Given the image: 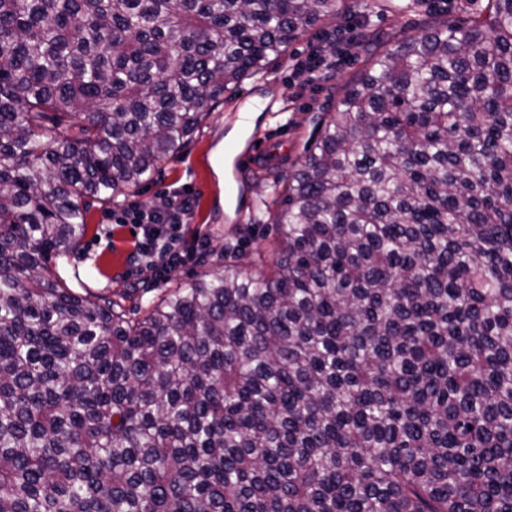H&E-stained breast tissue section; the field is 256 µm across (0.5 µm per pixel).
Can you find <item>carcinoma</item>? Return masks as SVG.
Masks as SVG:
<instances>
[{
  "instance_id": "obj_1",
  "label": "carcinoma",
  "mask_w": 512,
  "mask_h": 512,
  "mask_svg": "<svg viewBox=\"0 0 512 512\" xmlns=\"http://www.w3.org/2000/svg\"><path fill=\"white\" fill-rule=\"evenodd\" d=\"M338 2L0 0V512H512V0L372 55L268 271L50 272Z\"/></svg>"
}]
</instances>
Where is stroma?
<instances>
[{
  "label": "stroma",
  "mask_w": 512,
  "mask_h": 512,
  "mask_svg": "<svg viewBox=\"0 0 512 512\" xmlns=\"http://www.w3.org/2000/svg\"><path fill=\"white\" fill-rule=\"evenodd\" d=\"M379 0H345L346 7L326 25L310 30L289 48L285 59L260 78L244 80L238 91L212 112L203 129L186 148L163 161L153 179L135 195L140 208L149 209L160 198L177 193L190 196L191 219L182 230L189 255L170 271L173 282L184 283L200 274V240L223 245L225 253L248 257L262 254L272 263L274 232L259 199L267 184L287 179L317 136L326 116L335 111L346 87L365 66L372 41L388 46L408 35L411 23L435 24L464 17L465 0H450L438 8L428 0L420 15L382 11ZM367 14L368 24L354 18ZM339 35L345 56L323 76L304 80L296 67L321 53L330 35ZM265 135V150L250 169L238 168L235 158L248 148L254 131ZM231 143L224 153V171L216 173L213 150L219 142ZM120 207L91 204L89 231L80 247L61 256L56 273L69 287L82 286L97 292L118 293L144 287V277L130 275L131 257L137 249L139 229L119 223Z\"/></svg>",
  "instance_id": "obj_1"
}]
</instances>
